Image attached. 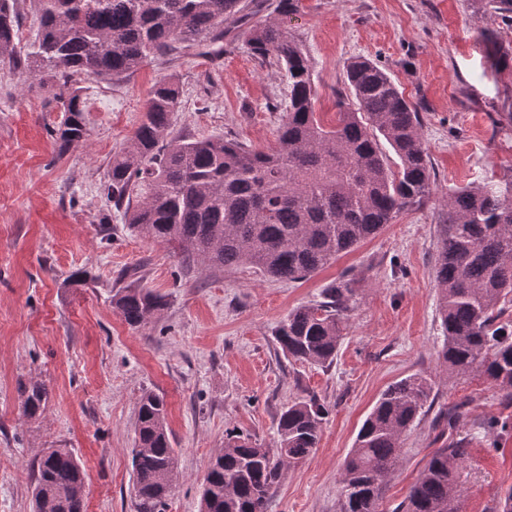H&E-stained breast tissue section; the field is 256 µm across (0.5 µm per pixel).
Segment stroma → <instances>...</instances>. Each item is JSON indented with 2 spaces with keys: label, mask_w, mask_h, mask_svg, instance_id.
Instances as JSON below:
<instances>
[{
  "label": "stroma",
  "mask_w": 512,
  "mask_h": 512,
  "mask_svg": "<svg viewBox=\"0 0 512 512\" xmlns=\"http://www.w3.org/2000/svg\"><path fill=\"white\" fill-rule=\"evenodd\" d=\"M284 22L313 63L321 119H335L347 61L370 58L419 106L434 172L420 208L297 282L245 266L185 265L168 244L131 232L102 192L165 75L180 90L173 137L275 145L287 83L251 54L244 30L228 32L221 53L193 46L113 83L76 76L88 136L63 154L47 87L0 59V512H34V465L50 448L69 449L82 464L85 512H135L131 458L146 391L166 403L175 450L167 512H201V484L227 432L275 447L279 413L306 393L328 409L321 438L288 467L267 512H340V474L359 428L389 385L414 374L433 378L434 402L406 436L379 512H394L433 451L453 438L469 453L459 512H493L512 486V435L489 428L512 407L481 372L441 366L434 271L450 193L512 174V125L503 122L512 71L493 53L512 47V22L476 0H299ZM78 270L87 285H68ZM342 277L355 295L334 362L286 359L276 326ZM126 285L165 295L162 314L130 327L112 307ZM33 380L48 400L29 418L19 386ZM462 400L455 428L436 420Z\"/></svg>",
  "instance_id": "1"
}]
</instances>
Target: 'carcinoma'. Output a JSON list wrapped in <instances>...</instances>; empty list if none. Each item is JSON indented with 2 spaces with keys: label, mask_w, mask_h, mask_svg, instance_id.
<instances>
[{
  "label": "carcinoma",
  "mask_w": 512,
  "mask_h": 512,
  "mask_svg": "<svg viewBox=\"0 0 512 512\" xmlns=\"http://www.w3.org/2000/svg\"><path fill=\"white\" fill-rule=\"evenodd\" d=\"M23 2L0 0V56L55 90L61 154L88 136L79 91L64 90L69 79L90 73L119 81L158 53L219 43L224 25L245 24L265 9V0H30L40 35L21 53L15 37ZM247 44L262 61L278 63L288 82V115L275 146L260 150L228 138L171 137L179 90L163 77L139 126L112 159L103 191L129 228L171 245L186 264L249 265L271 278L300 281L431 195L421 112L380 66L358 57L346 66L350 98L338 100L336 123L328 125L314 109L310 59L288 28L252 25ZM381 139L398 159L394 168ZM447 205L435 266L444 333L439 359L458 374L481 371L512 406V175L461 187ZM353 296L350 281L342 278L323 289L322 300L290 312L274 334L282 354L333 363ZM166 305L165 296L144 288H120L112 295V306L131 327L147 323ZM432 390V380L410 376L381 394L342 469L340 512H378L381 486L372 485V477L382 481L399 465L404 437L426 413ZM22 393L24 414H42L45 385L33 381ZM326 415L314 394L288 403L276 424L277 448L266 453L250 437L227 433L207 467L202 512H266L282 465L310 455ZM135 447V512H165L175 450L164 399L151 391L139 399ZM467 455L460 440L437 449L399 505L401 512H456ZM84 479L71 451L42 455L35 505L84 512Z\"/></svg>",
  "instance_id": "obj_1"
}]
</instances>
